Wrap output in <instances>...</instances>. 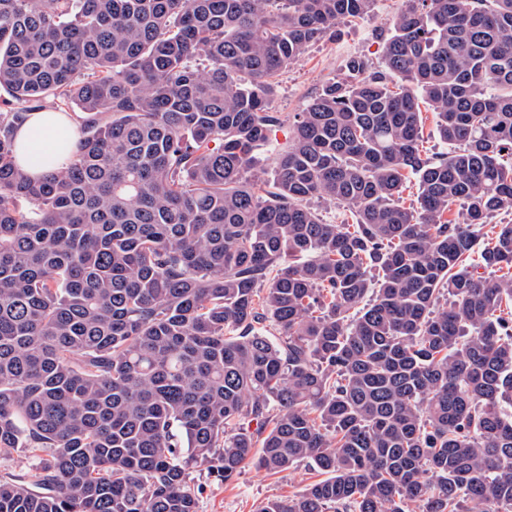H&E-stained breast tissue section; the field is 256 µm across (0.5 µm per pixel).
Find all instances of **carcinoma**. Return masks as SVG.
<instances>
[{"mask_svg":"<svg viewBox=\"0 0 512 512\" xmlns=\"http://www.w3.org/2000/svg\"><path fill=\"white\" fill-rule=\"evenodd\" d=\"M375 2L0 0V458L46 454L0 512H197L198 464L301 462L257 512H512V0H404L383 69L270 111ZM72 105L30 179L15 130ZM64 108L67 113L30 112L26 122L16 131L14 159L34 179L62 167L63 160L58 159L62 147L67 154L75 149L84 113ZM73 112L77 115L73 116ZM290 138L291 130L288 128V124L276 129L271 137L270 146L256 154V168L268 169L274 151L287 148Z\"/></svg>","mask_w":512,"mask_h":512,"instance_id":"carcinoma-1","label":"carcinoma"}]
</instances>
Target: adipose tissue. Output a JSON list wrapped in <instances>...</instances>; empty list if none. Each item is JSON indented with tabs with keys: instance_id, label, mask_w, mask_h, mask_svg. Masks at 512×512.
Listing matches in <instances>:
<instances>
[{
	"instance_id": "ef3b65f1",
	"label": "adipose tissue",
	"mask_w": 512,
	"mask_h": 512,
	"mask_svg": "<svg viewBox=\"0 0 512 512\" xmlns=\"http://www.w3.org/2000/svg\"><path fill=\"white\" fill-rule=\"evenodd\" d=\"M82 120L68 112H31L15 134L17 165L35 179L61 168L58 154L74 150Z\"/></svg>"
}]
</instances>
